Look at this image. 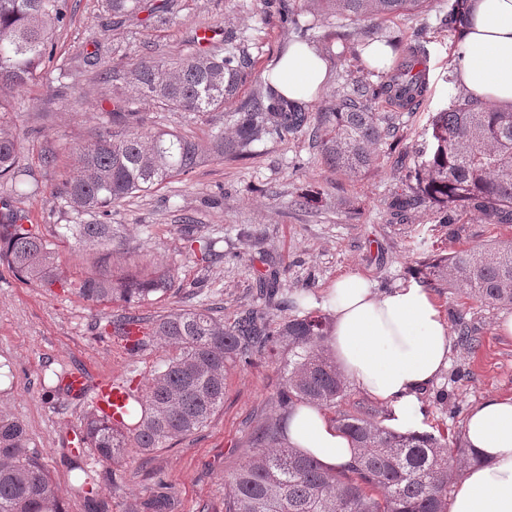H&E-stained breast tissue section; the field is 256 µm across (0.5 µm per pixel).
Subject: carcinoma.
<instances>
[{
    "instance_id": "obj_1",
    "label": "carcinoma",
    "mask_w": 512,
    "mask_h": 512,
    "mask_svg": "<svg viewBox=\"0 0 512 512\" xmlns=\"http://www.w3.org/2000/svg\"><path fill=\"white\" fill-rule=\"evenodd\" d=\"M327 15L356 22L384 20L418 11L429 0H302L282 12V23L306 37L299 26L303 4ZM102 10L126 19L147 10L145 0H100ZM467 0H448L440 19L448 35L464 26ZM71 21L66 0H0V91L47 78L56 55V34ZM371 29L380 43L391 47L390 63L375 66L381 80H356L325 112H312L300 101H289L267 81L258 94L240 103L233 114L235 132L213 126L204 140L172 130L153 129L147 113L132 109L124 98L105 112L101 129L75 149V172L52 191L71 214L72 223L54 226L53 236L72 239L96 250L99 259L112 256V225L101 218L112 205L146 192L202 163L238 159L264 136L284 137L311 132L329 168L358 176L374 168L377 147L397 138L390 120L371 111L377 99L414 110L429 89L426 40L413 35L405 44L379 25ZM249 62L233 39L214 42L204 52L173 61L160 58L115 64L100 78L119 89H131L138 103L200 116L224 112L234 102ZM429 139L415 151L405 175L407 192L401 207L426 204L439 214L438 223L452 224L458 212H477L489 224H512V104L488 105L458 90L448 108L435 113ZM19 140L0 131V179L13 192L23 182L18 165ZM0 264L17 277L44 288L65 286L59 256L45 235L18 223V212L0 217ZM423 279L448 288L464 286L482 302L512 306V241L479 246L461 255L422 265ZM278 271L267 270L259 287L269 294L268 308L288 309L277 298ZM176 288L169 268L138 275L90 274L76 294L88 302L118 304L121 313L108 321L111 335L143 351L158 337L172 347L147 381L130 387L127 425L115 429L88 410L79 429L84 448L68 446L62 460L73 476L72 492L86 512H109L97 493V483L109 472L91 466L95 460L123 467L131 450L149 455L171 441L205 428L224 407L225 374L232 364L250 365L260 356L279 363L280 376L272 401L283 411L251 435V454L230 476L232 491L224 497V512H448L456 465L480 462L457 438L431 432H400L378 421L368 410L341 412L333 422L355 450L353 462L330 468L291 446L288 413L300 403L332 410L347 393V384L330 357L326 342L329 317L318 311L275 320L268 312H246L231 324L214 308H182L145 316L133 307ZM152 498L129 512H171L158 483ZM0 512H66L55 482L34 449L25 424L0 414Z\"/></svg>"
}]
</instances>
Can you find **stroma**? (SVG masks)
<instances>
[{"label": "stroma", "mask_w": 512, "mask_h": 512, "mask_svg": "<svg viewBox=\"0 0 512 512\" xmlns=\"http://www.w3.org/2000/svg\"><path fill=\"white\" fill-rule=\"evenodd\" d=\"M167 19L139 13L112 21L98 0H68L70 27L58 36V56L69 59L66 91L44 81L14 89L5 98L0 128L21 143L20 166L28 194L13 196L0 182V197L26 215L41 234L70 220L53 197L54 187L72 172L75 147L87 144L98 129L100 113L113 109L119 92L98 77L116 62L145 56L175 58L196 49V33L211 27L243 40L252 68L239 98H253L278 57L295 35L279 18L282 0H174ZM448 0H431L421 13L408 12L384 21L394 35L422 32L428 40L429 92L419 108L406 111L388 100L373 111L392 118L399 136L395 147H380L378 164L358 177L326 168L309 133L254 143L243 160L209 161L193 173L177 176L151 191L113 206L108 219L116 232V249L108 272L141 267L172 269L182 291L142 306L146 315L178 308H220L225 321L244 310L262 307L258 279L265 259H273L284 295L305 296L322 310L328 287L344 274H361L381 291L417 282L420 264L437 255L453 256L470 248L512 240V224H485L467 214L456 224L437 223L428 206L397 215L403 192L401 177L424 139L432 113L446 109L452 90L447 30L439 19ZM309 46L322 52L327 79L313 112L335 103L352 78L363 75L361 62L327 53L324 37L349 32L348 20L311 10ZM57 156L45 166L47 153ZM310 205L298 206L300 196ZM198 225L199 237L215 240L219 253L209 263L188 252L180 231L185 218ZM67 288L46 291L0 266V411L21 420L58 486L67 512H84L70 492L71 476L61 455L62 435L80 427L86 404L63 392H47L46 375L82 372L89 386L104 377H136L146 382L160 349L138 355L106 332L114 312L109 304L78 297L73 283L90 271L94 256L74 243L57 244ZM453 337L448 367L419 396L422 430L457 436L470 409L492 395H512V337L495 327L512 306L484 303L466 291L429 285ZM277 373L257 360L227 374L224 407L198 433L172 441L151 455L149 467L168 483L174 512H224L228 477L248 453V434L258 419L280 410L272 403ZM145 473L125 470L121 480L101 481L98 494L111 512H128L131 504L153 495Z\"/></svg>", "instance_id": "1"}]
</instances>
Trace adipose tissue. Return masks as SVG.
I'll return each mask as SVG.
<instances>
[{
	"instance_id": "adipose-tissue-1",
	"label": "adipose tissue",
	"mask_w": 512,
	"mask_h": 512,
	"mask_svg": "<svg viewBox=\"0 0 512 512\" xmlns=\"http://www.w3.org/2000/svg\"><path fill=\"white\" fill-rule=\"evenodd\" d=\"M468 22L454 58L458 83L481 101L512 102V0H470ZM327 67L313 48L297 44L275 64L271 79L291 99L312 101ZM332 315L330 346L344 375L391 407L404 429L419 425L417 396L448 366L449 327L432 294L410 284L380 292L349 273L327 289ZM292 445L330 467L349 464V441L318 407L302 404L288 419ZM464 437L481 459L468 468L449 512H512V396L474 406Z\"/></svg>"
}]
</instances>
